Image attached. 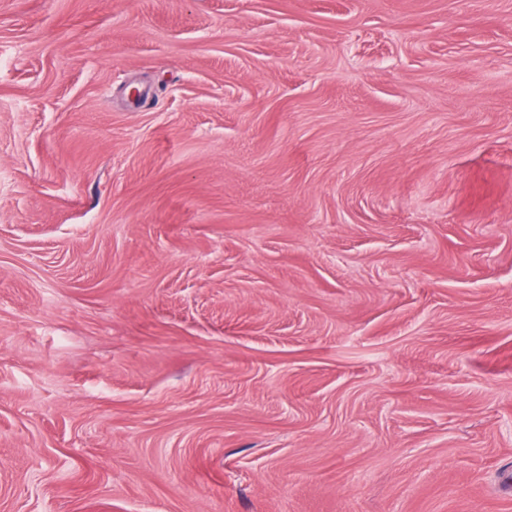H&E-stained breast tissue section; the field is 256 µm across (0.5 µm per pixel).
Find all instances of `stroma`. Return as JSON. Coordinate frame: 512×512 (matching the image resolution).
I'll list each match as a JSON object with an SVG mask.
<instances>
[{
	"label": "stroma",
	"mask_w": 512,
	"mask_h": 512,
	"mask_svg": "<svg viewBox=\"0 0 512 512\" xmlns=\"http://www.w3.org/2000/svg\"><path fill=\"white\" fill-rule=\"evenodd\" d=\"M0 512H512V0H0Z\"/></svg>",
	"instance_id": "stroma-1"
}]
</instances>
